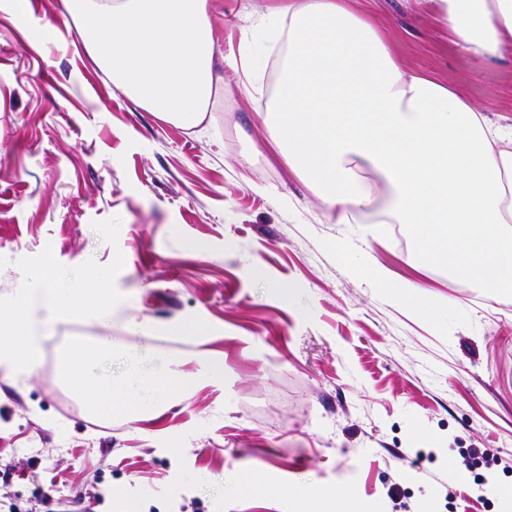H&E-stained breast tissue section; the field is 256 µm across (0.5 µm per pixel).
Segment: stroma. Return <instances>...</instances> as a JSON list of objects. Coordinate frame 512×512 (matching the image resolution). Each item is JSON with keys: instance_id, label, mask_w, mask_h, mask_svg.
<instances>
[{"instance_id": "35a3bbf8", "label": "stroma", "mask_w": 512, "mask_h": 512, "mask_svg": "<svg viewBox=\"0 0 512 512\" xmlns=\"http://www.w3.org/2000/svg\"><path fill=\"white\" fill-rule=\"evenodd\" d=\"M278 0H209L218 83L198 129L159 120L87 54L62 0H0V299L45 255L61 282L97 274L112 318L56 324L36 369L0 372V512H296L314 483L360 512H512V470H463L462 449L512 457V294L429 269L390 224H342L317 203L226 65L249 14ZM405 68L512 127V44L475 59L424 0H356ZM417 287L418 314L354 276L331 245ZM201 336H174L172 325ZM109 336L215 382L136 420L89 414L57 377L61 353ZM259 473L267 493L237 488ZM485 502H476V495Z\"/></svg>"}]
</instances>
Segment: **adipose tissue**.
Listing matches in <instances>:
<instances>
[{"instance_id":"adipose-tissue-1","label":"adipose tissue","mask_w":512,"mask_h":512,"mask_svg":"<svg viewBox=\"0 0 512 512\" xmlns=\"http://www.w3.org/2000/svg\"><path fill=\"white\" fill-rule=\"evenodd\" d=\"M439 22L481 60L512 42V0H427ZM282 43L281 76L264 115L289 169L342 219L382 202L381 224H404L424 265L489 297L512 292V152L495 149L472 102L408 71L383 25L353 0H283L243 31L242 45ZM112 312V291L79 273L73 288L44 274L0 307V369L34 367L50 330L73 316ZM123 355L125 371L105 366ZM60 374L98 416L151 414L193 385L105 338L79 342ZM298 512H354L311 484L286 487Z\"/></svg>"}]
</instances>
